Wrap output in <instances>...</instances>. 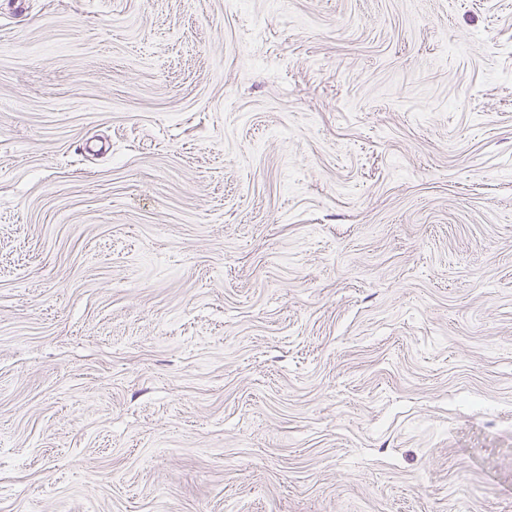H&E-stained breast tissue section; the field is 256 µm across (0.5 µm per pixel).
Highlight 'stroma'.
<instances>
[{"label": "stroma", "mask_w": 512, "mask_h": 512, "mask_svg": "<svg viewBox=\"0 0 512 512\" xmlns=\"http://www.w3.org/2000/svg\"><path fill=\"white\" fill-rule=\"evenodd\" d=\"M0 11V512H512V0Z\"/></svg>", "instance_id": "stroma-1"}]
</instances>
